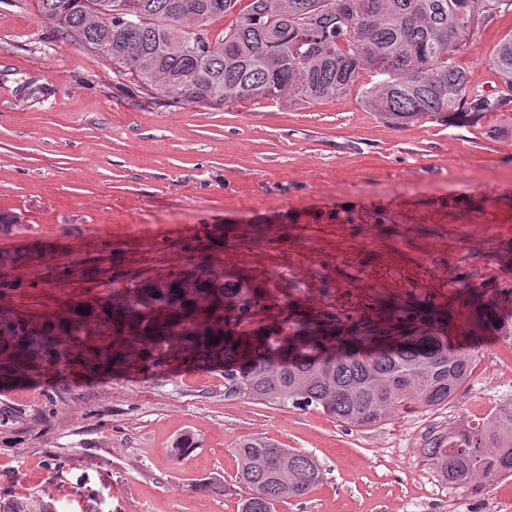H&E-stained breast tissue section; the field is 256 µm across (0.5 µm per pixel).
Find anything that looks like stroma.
Masks as SVG:
<instances>
[{
  "label": "stroma",
  "instance_id": "1",
  "mask_svg": "<svg viewBox=\"0 0 512 512\" xmlns=\"http://www.w3.org/2000/svg\"><path fill=\"white\" fill-rule=\"evenodd\" d=\"M484 28L456 62L497 91ZM500 113L388 125L360 87L321 102L185 104L58 36L37 0H0V299L30 315L101 300L196 263L261 294L253 325L290 316L352 326L385 301L451 318L471 357L456 397L353 427L319 410L224 394V374L137 368L0 385V502L58 512H239L241 441L313 454L324 478L278 512H512V477L438 481L435 431L512 403V136ZM494 300L499 328L476 325ZM195 448L176 458V440ZM223 481L217 495L193 490ZM1 512H57L52 499L45 494L33 492L22 498L9 500L0 505Z\"/></svg>",
  "mask_w": 512,
  "mask_h": 512
}]
</instances>
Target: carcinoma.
<instances>
[{
	"label": "carcinoma",
	"mask_w": 512,
	"mask_h": 512,
	"mask_svg": "<svg viewBox=\"0 0 512 512\" xmlns=\"http://www.w3.org/2000/svg\"><path fill=\"white\" fill-rule=\"evenodd\" d=\"M57 33L88 50L106 42L113 72L188 104L342 97L367 73L364 103L386 122L444 124L502 113L512 131V30L488 63L507 92L470 91L453 58L475 30L512 16V0H38ZM235 22L213 37L217 20ZM260 294L199 263L115 289L81 312L31 316L0 303V381H25L73 364L96 374L138 365L217 367L224 393L284 408L320 409L352 426L385 422L399 404L434 407L467 379L469 354L448 344L437 314L396 311L351 331L309 319L243 331ZM233 314L234 320L225 317ZM248 489L240 512H277L322 481L317 459L266 437L235 448ZM438 481L479 488L512 476V404L420 449ZM0 512H57L33 492Z\"/></svg>",
	"instance_id": "1"
}]
</instances>
